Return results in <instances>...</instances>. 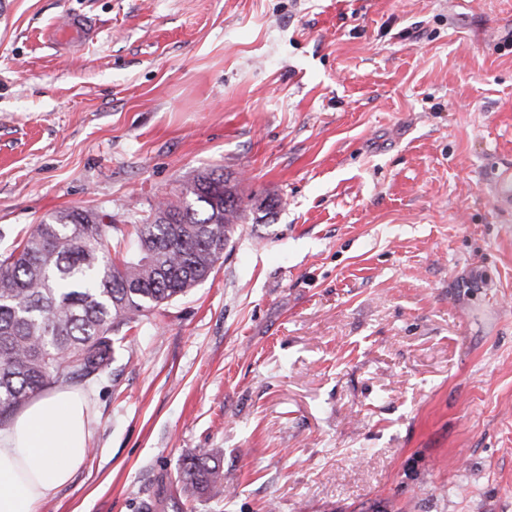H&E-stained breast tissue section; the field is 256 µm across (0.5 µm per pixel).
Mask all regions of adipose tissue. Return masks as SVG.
<instances>
[{
    "label": "adipose tissue",
    "mask_w": 512,
    "mask_h": 512,
    "mask_svg": "<svg viewBox=\"0 0 512 512\" xmlns=\"http://www.w3.org/2000/svg\"><path fill=\"white\" fill-rule=\"evenodd\" d=\"M86 398L62 386L32 400L0 430V512H39L90 452Z\"/></svg>",
    "instance_id": "obj_1"
}]
</instances>
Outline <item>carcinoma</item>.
I'll return each instance as SVG.
<instances>
[{
  "instance_id": "carcinoma-1",
  "label": "carcinoma",
  "mask_w": 512,
  "mask_h": 512,
  "mask_svg": "<svg viewBox=\"0 0 512 512\" xmlns=\"http://www.w3.org/2000/svg\"><path fill=\"white\" fill-rule=\"evenodd\" d=\"M248 205L216 170L181 181L133 232L88 209L60 211L0 253V428L57 384L89 385L130 356L127 333L208 280ZM189 497L224 500L220 450L184 458Z\"/></svg>"
}]
</instances>
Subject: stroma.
Listing matches in <instances>:
<instances>
[{
  "label": "stroma",
  "instance_id": "35a3bbf8",
  "mask_svg": "<svg viewBox=\"0 0 512 512\" xmlns=\"http://www.w3.org/2000/svg\"><path fill=\"white\" fill-rule=\"evenodd\" d=\"M505 167L512 0H0V229L214 168L276 203L85 387L40 512H175L200 448L235 491L192 512H512ZM95 36V29L89 21L79 15L67 16L61 27L55 26L46 34L48 41L73 51L93 41ZM492 191L498 206L502 210L512 209V170L500 172L492 182Z\"/></svg>",
  "mask_w": 512,
  "mask_h": 512
}]
</instances>
